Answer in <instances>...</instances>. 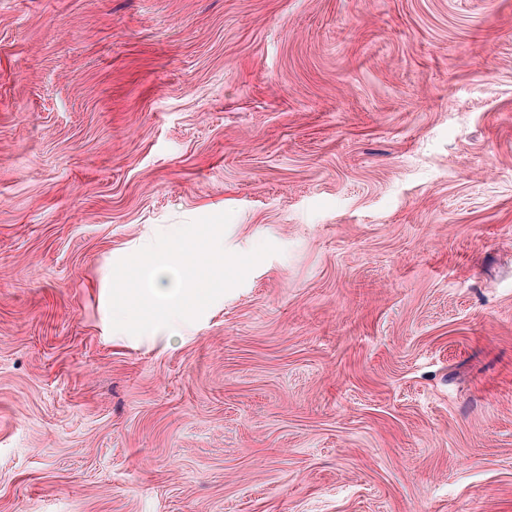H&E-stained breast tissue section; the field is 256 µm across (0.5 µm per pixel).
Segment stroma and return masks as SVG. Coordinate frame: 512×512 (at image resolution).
I'll use <instances>...</instances> for the list:
<instances>
[{"label":"stroma","mask_w":512,"mask_h":512,"mask_svg":"<svg viewBox=\"0 0 512 512\" xmlns=\"http://www.w3.org/2000/svg\"><path fill=\"white\" fill-rule=\"evenodd\" d=\"M0 512H512V0H0Z\"/></svg>","instance_id":"obj_1"}]
</instances>
